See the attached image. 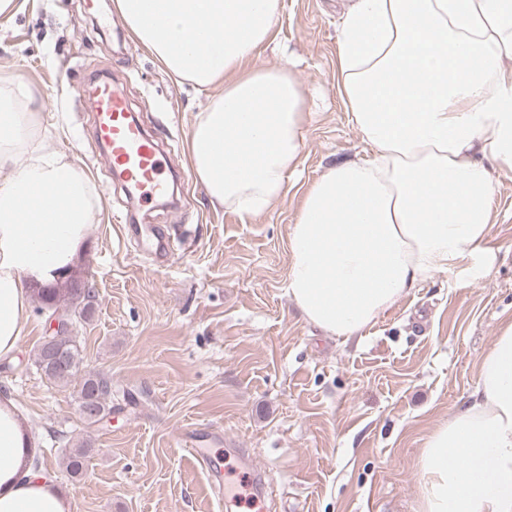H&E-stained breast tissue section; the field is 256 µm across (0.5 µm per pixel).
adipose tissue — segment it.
<instances>
[{"label": "adipose tissue", "instance_id": "adipose-tissue-1", "mask_svg": "<svg viewBox=\"0 0 512 512\" xmlns=\"http://www.w3.org/2000/svg\"><path fill=\"white\" fill-rule=\"evenodd\" d=\"M168 73L210 91L187 139L212 201L240 216L286 194L308 135L284 64L253 66L281 0H115ZM222 29V41L210 34ZM512 0H349L336 92L372 152L328 167L288 232L286 294L326 335L350 338L436 274L484 275L494 171L512 172ZM28 87L0 83V358L30 326L31 279L81 258L100 211L91 178L34 127ZM27 420L0 397V512H71L26 466ZM464 457L466 466L453 465ZM419 512H512V319L482 356L471 398L425 437Z\"/></svg>", "mask_w": 512, "mask_h": 512}]
</instances>
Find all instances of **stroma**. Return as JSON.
<instances>
[{
	"mask_svg": "<svg viewBox=\"0 0 512 512\" xmlns=\"http://www.w3.org/2000/svg\"><path fill=\"white\" fill-rule=\"evenodd\" d=\"M0 16V77L46 103L51 145L92 178L101 211L79 272L95 314L74 334L86 370L112 380L122 407L86 424L74 386L50 382L35 352L48 312L34 311L0 395L26 417L40 470L72 512H418L422 441L461 407L502 320L512 318V173H495L489 274L456 287L438 274L361 335L330 338L285 292L288 226L306 188L366 146L336 93L340 0H282L258 63L288 61L311 114L298 182L250 218L211 203L185 143L207 92L170 77L135 41L114 0H21ZM111 78L175 161L173 199L129 196L97 146L76 87ZM202 437L224 472L226 505L181 447ZM88 445L82 480L65 469ZM247 449L267 475L264 502L242 498Z\"/></svg>",
	"mask_w": 512,
	"mask_h": 512,
	"instance_id": "obj_1",
	"label": "stroma"
}]
</instances>
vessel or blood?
Masks as SVG:
<instances>
[{"instance_id": "1", "label": "vessel or blood", "mask_w": 512, "mask_h": 512, "mask_svg": "<svg viewBox=\"0 0 512 512\" xmlns=\"http://www.w3.org/2000/svg\"><path fill=\"white\" fill-rule=\"evenodd\" d=\"M91 112L97 140L105 147L114 172L128 185L154 195L163 193L166 185L162 174L169 161L142 133L124 94L111 81L105 80L95 86ZM186 447L188 454L205 472L215 499H222L224 482L220 475L214 474L198 437L187 439Z\"/></svg>"}]
</instances>
